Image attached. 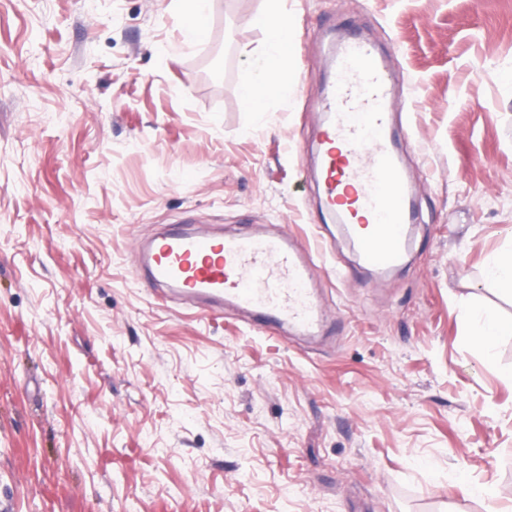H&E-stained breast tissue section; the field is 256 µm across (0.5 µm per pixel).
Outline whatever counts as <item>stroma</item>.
I'll list each match as a JSON object with an SVG mask.
<instances>
[{
	"mask_svg": "<svg viewBox=\"0 0 512 512\" xmlns=\"http://www.w3.org/2000/svg\"><path fill=\"white\" fill-rule=\"evenodd\" d=\"M268 5L209 0L188 49L172 0H0V512H512V335L467 340L512 322V0H282L305 92L249 109ZM352 31L405 102L382 274L306 179ZM169 224L306 242L335 335L163 302L133 267ZM487 275L504 291L512 294V247H506L488 262ZM512 333V325L502 324L495 319L479 314L468 334L469 342L479 351L490 353L495 336Z\"/></svg>",
	"mask_w": 512,
	"mask_h": 512,
	"instance_id": "1",
	"label": "stroma"
}]
</instances>
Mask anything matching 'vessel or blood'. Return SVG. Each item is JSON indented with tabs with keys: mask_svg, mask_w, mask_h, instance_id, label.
<instances>
[{
	"mask_svg": "<svg viewBox=\"0 0 512 512\" xmlns=\"http://www.w3.org/2000/svg\"><path fill=\"white\" fill-rule=\"evenodd\" d=\"M392 88L382 52L351 35L336 46L333 90L318 106L326 116L317 170L322 205L377 271L399 265L414 220L387 122ZM136 272L156 295L177 297L202 315L232 308L285 334L324 337L323 312L310 289L315 264L291 235H224L174 224L139 248Z\"/></svg>",
	"mask_w": 512,
	"mask_h": 512,
	"instance_id": "1",
	"label": "vessel or blood"
}]
</instances>
